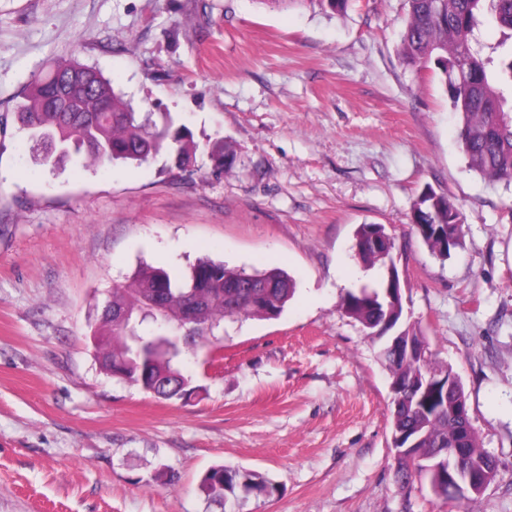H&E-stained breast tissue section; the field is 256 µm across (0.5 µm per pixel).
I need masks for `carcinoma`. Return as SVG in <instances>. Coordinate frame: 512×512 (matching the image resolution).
I'll list each match as a JSON object with an SVG mask.
<instances>
[{
  "label": "carcinoma",
  "instance_id": "carcinoma-1",
  "mask_svg": "<svg viewBox=\"0 0 512 512\" xmlns=\"http://www.w3.org/2000/svg\"><path fill=\"white\" fill-rule=\"evenodd\" d=\"M273 9L309 5L326 14L345 12L348 0H259ZM398 59L410 68L434 63L442 74L451 107L459 117L458 138L468 167L491 183L512 184V50L504 43L483 45L478 32L486 22L512 32V0H407ZM27 132L37 148L40 165L55 172L76 158L84 167L107 168L116 164L139 166L164 148L174 156L175 167L194 166L199 144L184 125L165 117L157 126L151 114L136 111L113 87V81L78 61L58 62L31 82L11 116L0 115V133L8 122ZM220 171L232 168L233 146L219 140L207 145ZM415 233L435 254L447 256L461 245L462 214L453 200L426 188L414 204ZM376 224H361L355 247L363 267L380 265L386 278L378 285L364 284L348 291L341 308L358 322L366 335L382 342L380 357L391 383L404 392L391 401L392 438L409 433L417 441L413 457L396 454L395 482L408 492L414 484L428 485L443 501H453L461 512H474L480 496L458 499L448 486V474L432 468L446 459L448 449H464L477 466L481 481L497 471L495 459L480 445L470 419L457 411L467 409L461 384L448 394L424 396L421 411L409 408L408 390L422 389L429 378L448 375L437 362L421 330L403 323L402 295L386 296L391 277H399L394 260L395 238L376 239ZM295 292L293 280L281 270L248 273L222 262L201 259L190 276L177 281L162 268H138L131 284L112 289V303L103 307L96 335L104 351L102 369L138 387L146 384L151 395L165 400L185 399L193 393L191 379L176 359L183 351L218 352L213 331L226 318H274ZM195 310V320H184L185 309ZM402 335L401 340L388 335ZM425 347L412 354L406 342ZM200 490L215 502L239 493L271 498L278 486L262 474L239 467L216 465L202 477Z\"/></svg>",
  "mask_w": 512,
  "mask_h": 512
}]
</instances>
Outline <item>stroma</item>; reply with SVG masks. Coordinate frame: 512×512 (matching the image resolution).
<instances>
[{
  "label": "stroma",
  "instance_id": "35a3bbf8",
  "mask_svg": "<svg viewBox=\"0 0 512 512\" xmlns=\"http://www.w3.org/2000/svg\"><path fill=\"white\" fill-rule=\"evenodd\" d=\"M405 0L344 15L256 0H0V115L57 60L95 67L195 141L226 139L231 172L140 166L58 174L24 132L0 136V512H457L394 482L380 343L340 308L383 277L354 232L396 239L403 315L458 374L497 476L479 502L512 512V186L470 171L435 65L403 66ZM462 213L463 245L412 232L425 187ZM209 257L286 270L275 319H228L222 360L188 353L194 394L163 400L100 368L89 335L141 265ZM268 476L272 498L209 501L213 465Z\"/></svg>",
  "mask_w": 512,
  "mask_h": 512
}]
</instances>
